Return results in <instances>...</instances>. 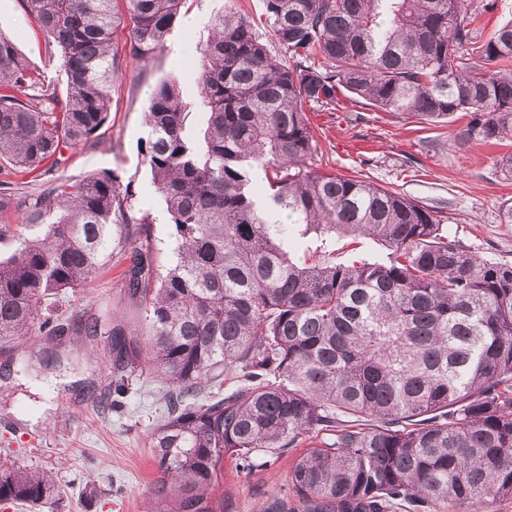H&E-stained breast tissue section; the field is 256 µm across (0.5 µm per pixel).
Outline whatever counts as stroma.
I'll return each mask as SVG.
<instances>
[{
  "mask_svg": "<svg viewBox=\"0 0 512 512\" xmlns=\"http://www.w3.org/2000/svg\"><path fill=\"white\" fill-rule=\"evenodd\" d=\"M232 10L254 21L267 46L275 41L261 17L263 0H187L162 49L152 59L128 58L127 35L117 31L115 50L122 73L112 84L107 123L95 145L76 148L56 177L72 183L87 175L116 172L131 194L132 217L149 216L152 232L170 264L174 230L140 154L148 136L144 111L155 85L178 81L187 104L186 128L202 140L207 115L200 104L194 60L211 34L214 16ZM0 33L11 38L32 67L58 88L65 76L58 55L48 53L37 24L19 0H0ZM308 118L316 152L310 168L356 176L443 212L449 240L493 262L512 264V181L500 173L503 149L465 140L467 118L431 122L405 118L368 105L340 100L336 109L312 107ZM125 263L110 259L82 288L68 293L66 313L99 318L104 335L47 337L32 331L0 342V461L42 469L55 478L52 499L32 508L0 502V512H147L158 471L149 446L151 430L166 415L168 385L155 373L132 376L119 399H111L113 322L139 326V309L123 287ZM60 349L61 364L31 370L44 347ZM287 452L249 476L225 464L211 492L224 512H274L290 504Z\"/></svg>",
  "mask_w": 512,
  "mask_h": 512,
  "instance_id": "obj_1",
  "label": "stroma"
}]
</instances>
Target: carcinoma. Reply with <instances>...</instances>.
Masks as SVG:
<instances>
[{"instance_id": "carcinoma-1", "label": "carcinoma", "mask_w": 512, "mask_h": 512, "mask_svg": "<svg viewBox=\"0 0 512 512\" xmlns=\"http://www.w3.org/2000/svg\"><path fill=\"white\" fill-rule=\"evenodd\" d=\"M185 2L22 0L60 56L63 95L0 35V214L20 209L39 228L0 223V237L20 239L0 259V341L56 335L65 294L116 252L130 260L144 341L112 323L114 393L139 370L171 386L149 435L154 512H224L210 497L224 461L246 476L287 448L304 449L288 512H493L512 499V265L448 239L444 216L398 192L308 168L306 107L333 109L346 93L411 118L464 112L467 137L497 145L512 138V19L483 40L471 0H263L288 65L248 17H214L197 58L203 144L186 136L175 81L145 110L141 155L176 232V260L161 266L149 216L133 221L115 172L23 198L8 176L92 147L122 68L116 30L128 24V55L143 60ZM312 232L388 253L309 263L288 244ZM228 371L235 389L197 400ZM54 486L0 463V501L37 506Z\"/></svg>"}]
</instances>
